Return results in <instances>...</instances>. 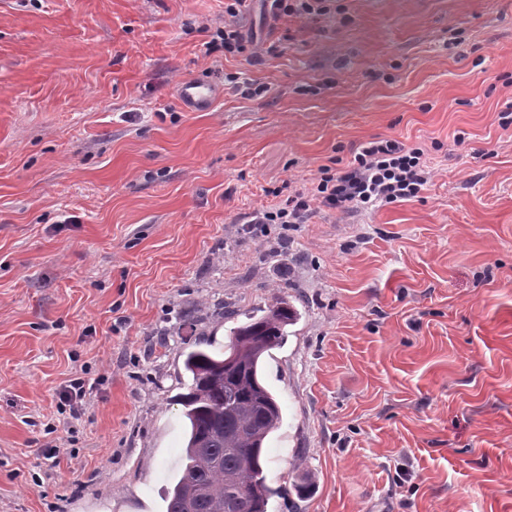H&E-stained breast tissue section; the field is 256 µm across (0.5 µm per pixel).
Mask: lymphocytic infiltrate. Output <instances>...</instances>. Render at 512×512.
<instances>
[{"label": "lymphocytic infiltrate", "mask_w": 512, "mask_h": 512, "mask_svg": "<svg viewBox=\"0 0 512 512\" xmlns=\"http://www.w3.org/2000/svg\"><path fill=\"white\" fill-rule=\"evenodd\" d=\"M309 186L271 205L253 209L252 224H305L316 208L353 212L417 196L435 171L419 146L396 139L360 145L353 160L330 158Z\"/></svg>", "instance_id": "1"}]
</instances>
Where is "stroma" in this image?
I'll return each mask as SVG.
<instances>
[{"label": "stroma", "mask_w": 512, "mask_h": 512, "mask_svg": "<svg viewBox=\"0 0 512 512\" xmlns=\"http://www.w3.org/2000/svg\"><path fill=\"white\" fill-rule=\"evenodd\" d=\"M338 5L231 55L224 0H0V512H164L185 353L279 297L268 512H512V0ZM383 138L416 197L244 231ZM177 94L182 106L195 111H207L223 95V89L213 81L191 78L181 82ZM87 394L86 382L82 378H75L68 381L60 393V400L70 407L72 416H78L79 408Z\"/></svg>", "instance_id": "1"}]
</instances>
